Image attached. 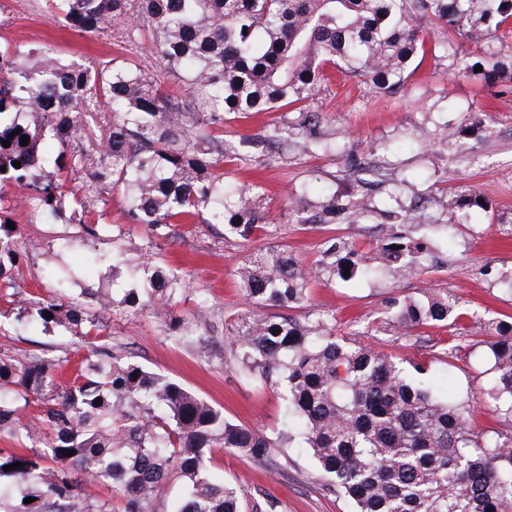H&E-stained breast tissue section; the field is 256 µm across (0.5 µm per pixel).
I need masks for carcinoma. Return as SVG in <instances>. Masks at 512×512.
I'll return each mask as SVG.
<instances>
[{"label":"carcinoma","instance_id":"cac0c4a2","mask_svg":"<svg viewBox=\"0 0 512 512\" xmlns=\"http://www.w3.org/2000/svg\"><path fill=\"white\" fill-rule=\"evenodd\" d=\"M67 26L95 33L118 29L124 42L151 45L161 71L148 75L133 62L59 58L50 48L15 45L0 51V183L8 180L39 214L58 216L72 195L70 224L86 230L100 198L117 190L130 224L147 231L137 258L117 245L94 261L112 277L140 287L89 288V305L73 302L69 282L56 293L27 290L24 242L7 227L0 190V289L14 320L55 324L74 339L96 341L74 376L61 383L67 355H12L0 350V439L30 452L0 450V512H112V503L80 487L81 478L112 486L120 512H154L176 474L187 484L175 512H241L235 487L214 483L206 455L215 448L263 460L271 440L233 424L221 409L178 382L147 370L102 342L105 314L120 306L147 314L189 342L190 318L174 314L188 284L152 261L159 241L178 224H222L247 240L272 223L257 204L259 192L224 184V142L215 132L224 116L293 106L297 126L283 135L312 134L318 115L307 103L325 90L329 67L346 78L394 93L414 60L426 57L420 22L445 25L468 42L485 45L512 34V0H47ZM453 73L493 86L512 82V58L455 51ZM483 71H475V66ZM171 78L180 94L165 90ZM29 143L21 145L22 137ZM59 144L53 162L40 154ZM9 142L6 147L3 142ZM21 162L16 168L12 162ZM455 208L485 207L480 192ZM412 218L390 227L360 254L336 243L324 251L320 272L372 276L391 263L409 274L427 268L430 246L414 236ZM245 293L258 308L288 309L306 299L310 271L279 247H266L237 267ZM120 294L115 300L114 293ZM52 313L47 318L44 313ZM451 292L408 299L393 312L410 332L452 325L461 317ZM336 318L311 313L300 321L260 314L237 334L245 378L277 379L284 389L288 433L311 451L327 488L354 512H512V431L477 438L470 405L448 402L415 386L424 374L417 357H395L336 335ZM494 373L486 396L493 412L512 423V322L491 323L487 341ZM101 404H96V399ZM74 451L68 456L66 452ZM20 462L22 467H3ZM34 502L26 504L24 499Z\"/></svg>","mask_w":512,"mask_h":512}]
</instances>
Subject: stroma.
<instances>
[{"label":"stroma","mask_w":512,"mask_h":512,"mask_svg":"<svg viewBox=\"0 0 512 512\" xmlns=\"http://www.w3.org/2000/svg\"><path fill=\"white\" fill-rule=\"evenodd\" d=\"M425 36L437 45V53L426 56L397 93L349 80L336 82L311 101L320 122L309 150L300 149L297 137L274 135L283 123L298 121L295 112H252L225 123L219 137L232 157L225 171L241 184H260L262 204L277 222L270 236L247 240L221 225L183 224L180 239L164 246L163 262L178 266L190 286L176 313L188 317L203 307L213 312L193 343H176L146 316L116 313L108 321L112 344L134 361L221 408L229 421L258 427L274 438L260 462L219 448L211 455L212 479L236 488L242 512H351L347 499L326 490L314 458L280 441L287 428L282 388L270 380L246 381L231 345L233 334L252 314L236 268L268 245L314 265L323 261L330 239L365 252L375 246L379 225L417 212L421 233L433 246L435 264L428 271L411 275L385 267L371 278L324 275L311 280L306 302L288 313L299 319L318 309L335 315L338 335L377 351L426 355L447 339V328L425 326L416 335H400L392 325L390 304L451 290L464 314L465 337L451 362L433 360L423 382L440 396L469 399L476 433L499 427L484 402L493 381L484 340L489 323L512 316V293L502 285L512 278V226L496 221L498 214L512 213V93L498 92L478 78L454 77L448 32L431 26ZM17 43L50 47L66 58H132L151 74L160 68L156 55L132 49L112 33L65 27L43 0H7L0 6V48ZM422 132L432 136V143L419 141ZM326 142L333 143V150L323 151ZM238 152L247 154V161L235 160ZM470 190L483 192L489 209L448 213L447 203ZM332 199L343 205L359 200L367 213L356 222L341 213L335 223H319ZM11 219L29 254L27 284L46 296L54 292L56 275L69 280L75 300L83 288L111 284L108 266H90L89 259L111 251L116 225L125 227L127 249L141 248L146 238L143 228L127 223L126 204L118 194L92 236L60 218L31 216L20 205L14 206ZM49 250L58 254L50 274L44 268ZM0 348L15 353L65 348L75 361L88 353L61 329L27 331L7 318L0 320Z\"/></svg>","instance_id":"obj_1"}]
</instances>
